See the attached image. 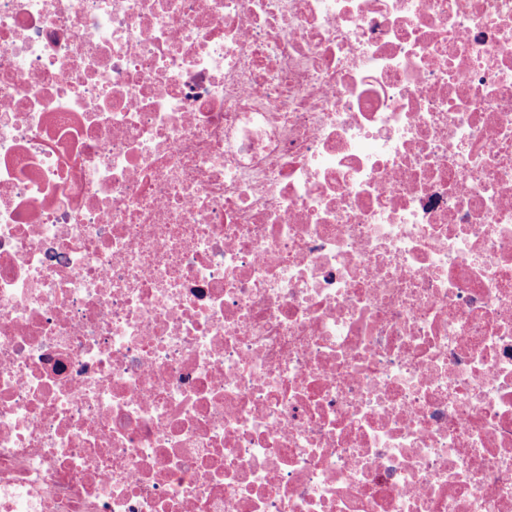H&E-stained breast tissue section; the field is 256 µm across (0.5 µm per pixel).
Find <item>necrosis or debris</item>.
I'll return each instance as SVG.
<instances>
[{
  "mask_svg": "<svg viewBox=\"0 0 512 512\" xmlns=\"http://www.w3.org/2000/svg\"><path fill=\"white\" fill-rule=\"evenodd\" d=\"M0 512H512V0H0Z\"/></svg>",
  "mask_w": 512,
  "mask_h": 512,
  "instance_id": "4bbe7bcc",
  "label": "necrosis or debris"
}]
</instances>
